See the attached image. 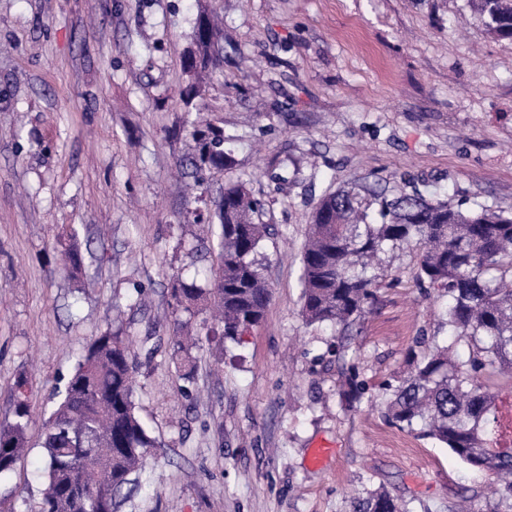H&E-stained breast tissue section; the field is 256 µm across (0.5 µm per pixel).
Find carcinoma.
I'll return each instance as SVG.
<instances>
[{
	"mask_svg": "<svg viewBox=\"0 0 512 512\" xmlns=\"http://www.w3.org/2000/svg\"><path fill=\"white\" fill-rule=\"evenodd\" d=\"M469 6L490 33L512 39V0H469ZM215 33L209 18L198 19L189 68L220 66L209 52ZM191 136L196 169L230 161L232 137L221 127H195ZM265 216V204L242 180L224 186L214 210L195 212L193 223L207 225L216 240V286L181 280L173 288V355L189 360L200 347L201 336L186 331L182 313L234 342L263 320L271 291L256 255L268 234ZM411 243L420 248L417 280L448 298L441 323L467 343L469 355L459 360L450 355L452 345L431 338L427 351L409 360L408 375L383 392L385 416L495 478V494L512 512V212L481 203L463 210L409 181H356L324 194L301 250L302 316L349 331L384 276L380 255ZM61 254L71 274L82 271L75 236L61 243ZM136 370L137 355L119 325L99 332L80 355L44 423L38 512H118L123 490L139 481L156 447L136 410ZM31 396L23 373L11 391L13 420L0 426V476L27 452ZM360 512L406 510L380 491Z\"/></svg>",
	"mask_w": 512,
	"mask_h": 512,
	"instance_id": "obj_1",
	"label": "carcinoma"
}]
</instances>
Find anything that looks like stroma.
<instances>
[{
	"label": "stroma",
	"mask_w": 512,
	"mask_h": 512,
	"mask_svg": "<svg viewBox=\"0 0 512 512\" xmlns=\"http://www.w3.org/2000/svg\"><path fill=\"white\" fill-rule=\"evenodd\" d=\"M218 15L221 69L189 70L199 15ZM235 136L232 160L194 175L189 122ZM314 177L274 191L272 159ZM407 178L432 195L512 210V39L467 0H0V423L19 374L33 382L28 452L0 478L35 512L43 412L84 347L124 306L139 352L137 410L157 440L121 512H357L380 490L409 512L489 506L487 474L390 424L375 399L421 337L448 342L441 299L387 276L350 335L300 314V250L321 195L362 178ZM250 181L267 204L261 249L272 298L240 343L211 338L185 384L166 345L178 277L206 278L213 241L185 216ZM76 231L80 280L56 259ZM146 307L130 309L137 292ZM356 364L365 395L340 380ZM330 453L312 466L316 443Z\"/></svg>",
	"instance_id": "obj_1"
}]
</instances>
